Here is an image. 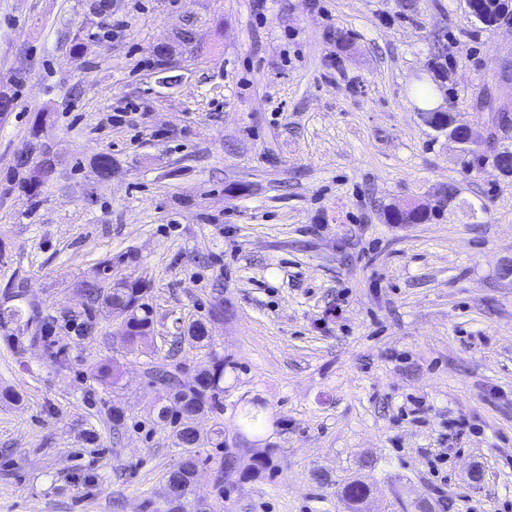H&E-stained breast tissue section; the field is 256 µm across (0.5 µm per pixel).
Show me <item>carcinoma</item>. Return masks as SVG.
<instances>
[{"mask_svg": "<svg viewBox=\"0 0 512 512\" xmlns=\"http://www.w3.org/2000/svg\"><path fill=\"white\" fill-rule=\"evenodd\" d=\"M504 0H479L474 15L486 26L491 27L504 15ZM464 153L472 159L484 161L491 155L477 148H466ZM499 163L502 170L512 174V150L501 149L491 156ZM18 168H29L23 189L31 196H37L50 175L43 174L35 167L28 166V161L18 159ZM431 217L425 208L410 206L406 209H391L388 219L393 224H423ZM147 284L141 280H119L106 285L99 281L86 285L84 298L87 305L81 314L69 315L68 322L76 335L75 345L90 340L93 330L99 325V316H117L121 318L119 328L130 344L141 343L150 339L153 324V309L148 302ZM23 324L28 333L27 344H22L21 337L13 336L11 340L22 345V351L36 350L40 358L59 367H67L72 362V346L60 342L51 335L53 320L41 317L35 311L23 312L19 307L0 308V329L10 324ZM187 338L197 344L208 345L210 336L204 322H195L187 328ZM92 378L104 389L117 383L119 366L109 359H101L89 367ZM153 382L162 388L161 404L154 416L156 424L169 429L175 447L180 449L179 462L167 473L163 489L167 494L166 512H184L202 458L199 449L208 445L212 448L224 447V426H219L214 436L203 439L194 426L197 417L206 412L224 411V357L211 355L200 365L190 382H182L174 373L164 368L152 371ZM369 488L362 482L352 481L343 488V497L350 509H358L368 494Z\"/></svg>", "mask_w": 512, "mask_h": 512, "instance_id": "1", "label": "carcinoma"}]
</instances>
